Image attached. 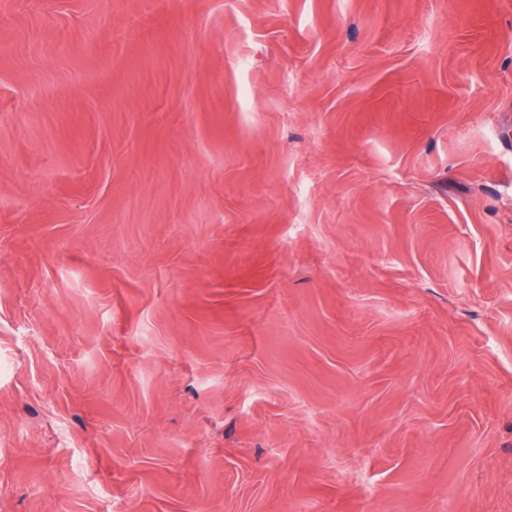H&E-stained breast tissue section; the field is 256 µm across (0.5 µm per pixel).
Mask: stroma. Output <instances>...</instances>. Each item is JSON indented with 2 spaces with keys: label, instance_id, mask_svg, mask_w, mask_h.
Here are the masks:
<instances>
[{
  "label": "stroma",
  "instance_id": "obj_1",
  "mask_svg": "<svg viewBox=\"0 0 512 512\" xmlns=\"http://www.w3.org/2000/svg\"><path fill=\"white\" fill-rule=\"evenodd\" d=\"M0 512H512V0H0Z\"/></svg>",
  "mask_w": 512,
  "mask_h": 512
}]
</instances>
